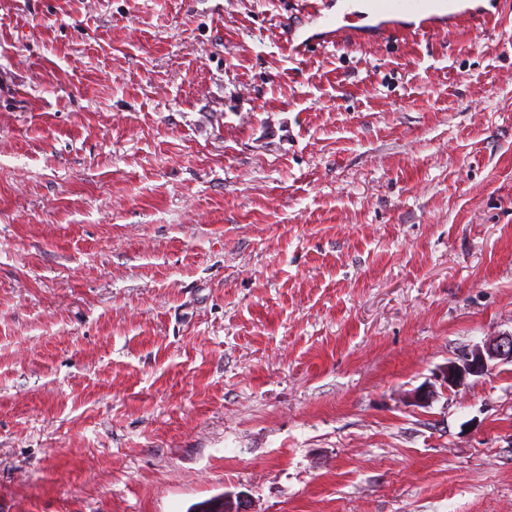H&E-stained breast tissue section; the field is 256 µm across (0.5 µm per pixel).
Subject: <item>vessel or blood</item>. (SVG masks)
<instances>
[{
  "instance_id": "obj_1",
  "label": "vessel or blood",
  "mask_w": 512,
  "mask_h": 512,
  "mask_svg": "<svg viewBox=\"0 0 512 512\" xmlns=\"http://www.w3.org/2000/svg\"><path fill=\"white\" fill-rule=\"evenodd\" d=\"M301 4L314 29L288 41L287 46L295 55L314 45L336 43L347 32L357 30L362 22L378 35L387 36L406 30L444 28L480 16L477 9L466 6L463 0H342V10L337 15L328 12L326 0H301Z\"/></svg>"
}]
</instances>
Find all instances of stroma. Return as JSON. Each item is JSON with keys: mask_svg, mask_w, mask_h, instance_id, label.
I'll return each mask as SVG.
<instances>
[{"mask_svg": "<svg viewBox=\"0 0 512 512\" xmlns=\"http://www.w3.org/2000/svg\"><path fill=\"white\" fill-rule=\"evenodd\" d=\"M291 55L294 0H0V512H512V0ZM492 362L512 364V333L496 336L483 346H476L460 358L449 361L437 377L448 390H458L465 386L469 376L484 375L492 370ZM227 503V506H225ZM221 508L224 510L221 511ZM250 512L247 510L246 498L243 494L237 496L234 501L232 495L215 497L197 504L192 505L188 512Z\"/></svg>", "mask_w": 512, "mask_h": 512, "instance_id": "35a3bbf8", "label": "stroma"}]
</instances>
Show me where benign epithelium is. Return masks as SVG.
Here are the masks:
<instances>
[{
  "label": "benign epithelium",
  "mask_w": 512,
  "mask_h": 512,
  "mask_svg": "<svg viewBox=\"0 0 512 512\" xmlns=\"http://www.w3.org/2000/svg\"><path fill=\"white\" fill-rule=\"evenodd\" d=\"M512 364V333L496 336L442 367L438 379L442 385L458 390L470 376H480L493 369V363Z\"/></svg>",
  "instance_id": "1"
}]
</instances>
